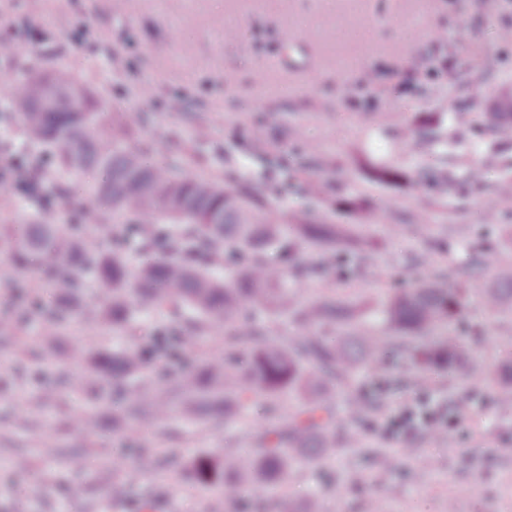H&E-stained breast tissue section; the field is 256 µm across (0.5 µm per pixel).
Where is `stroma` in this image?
I'll return each instance as SVG.
<instances>
[{
    "label": "stroma",
    "instance_id": "1",
    "mask_svg": "<svg viewBox=\"0 0 512 512\" xmlns=\"http://www.w3.org/2000/svg\"><path fill=\"white\" fill-rule=\"evenodd\" d=\"M509 24L512 0H126L119 13L112 0H41L32 13L0 0V113L21 77L80 78L123 117L153 162H183L318 224L370 223L373 265L349 264L333 285L372 301L384 297L387 283L419 277L410 258L420 240L391 226L417 203L422 170L450 185L428 223L467 227L439 238L444 251L498 241L502 225L512 224L508 207L498 224L479 221L496 181L512 170V141L499 140L483 121L500 92L512 89V43L497 37ZM308 30L313 45L288 38ZM174 97L185 110L168 109ZM382 112L435 142L399 143L380 123ZM469 160L485 167L484 194L465 182ZM370 162L389 163L403 177L374 182ZM469 320L468 375L431 376L456 420L447 440L422 442L417 455H406L402 439L362 436L347 444L350 430L340 421L335 458L293 474L279 497L246 488L237 502L217 487L199 492L180 473L197 458L249 447L271 421L262 405L223 430L155 441L147 456L107 419L75 428L74 417L90 404L85 395L37 405L57 378L53 362L32 373L16 362L15 347L0 345V512H99L103 504L140 512L148 501L162 512H299L313 496L324 512H512V414L495 406L482 378L485 365L512 361V321L475 305ZM131 341L129 332L90 320L72 324L59 347L97 351ZM47 439L96 458L97 467L45 456ZM390 446L400 454L388 471L381 457ZM112 460L137 478L113 481ZM72 486L83 496L70 499Z\"/></svg>",
    "mask_w": 512,
    "mask_h": 512
}]
</instances>
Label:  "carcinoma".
I'll return each mask as SVG.
<instances>
[{"label": "carcinoma", "instance_id": "obj_1", "mask_svg": "<svg viewBox=\"0 0 512 512\" xmlns=\"http://www.w3.org/2000/svg\"><path fill=\"white\" fill-rule=\"evenodd\" d=\"M12 109L26 140L54 158V184L80 177L88 182L95 206L97 241L89 243L79 224L59 219L42 223L35 208L19 239L11 224L0 225V238L13 240L12 265L44 263L53 305L43 304L41 289L30 291L26 316L44 318L42 342L54 345L62 322L83 314V292L91 281L105 291L103 315L124 329L161 306L176 314V326L160 327L133 346L87 358L73 346L67 358L90 362L77 389L105 395L112 430L160 424L178 407L190 422L215 427L226 418H244L252 400L273 402L289 394L299 409L277 432L245 455L226 453L201 460L185 474L192 485H220L227 498L245 486H282L301 466L332 456L336 435L337 391L358 370L375 372L388 357L404 352L419 369L440 367L459 377L471 353L462 342L463 313L473 292L489 316L512 317V225L503 229L501 250L508 256L494 267L487 288H472L478 252L464 263L429 252L418 260L421 276L411 288H395L369 307L341 298L329 288L299 303L287 273L297 281L328 270L342 276L336 261L361 256L366 244L356 224H310L305 215L287 216L231 185L201 181L184 167L159 166L108 119L104 98L85 82L57 73L18 80L11 90ZM490 128L512 140V101L491 113ZM376 182L400 173L387 166L370 168ZM150 226L140 239V260L129 266L122 239L130 229ZM211 249L213 264L233 260L231 275L219 278L212 264L196 263L197 248ZM291 314L301 326L286 343L268 340L272 328L249 324L246 312ZM224 328L215 351L196 362L195 349ZM184 338L190 366L173 376L150 362L168 349V337ZM498 387L505 409H512V361L486 371Z\"/></svg>", "mask_w": 512, "mask_h": 512}]
</instances>
